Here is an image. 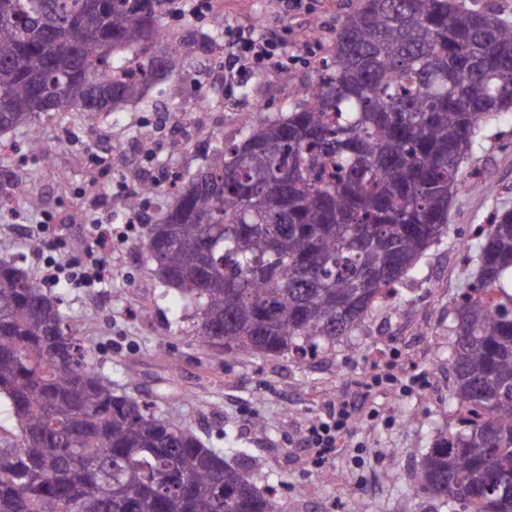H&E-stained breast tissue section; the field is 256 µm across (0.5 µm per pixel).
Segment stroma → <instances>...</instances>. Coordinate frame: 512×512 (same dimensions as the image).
Segmentation results:
<instances>
[{"label": "stroma", "instance_id": "stroma-1", "mask_svg": "<svg viewBox=\"0 0 512 512\" xmlns=\"http://www.w3.org/2000/svg\"><path fill=\"white\" fill-rule=\"evenodd\" d=\"M224 13L162 14L178 35H208L214 51L224 48V29L257 33L277 30L282 66L248 77L226 104L223 80L211 79L206 57H197L178 77H163L150 88V101L168 106L156 128L143 104L130 103L92 126L71 120L70 140L61 142L50 115L38 126L52 170L33 158L12 154L0 174L14 187L10 207L0 210V242L6 256L34 274L49 263L80 261L87 249L106 252L112 275L104 284L46 280L48 294L62 297L73 334L92 355L97 371L120 394L148 400L156 415L190 427L208 447L249 453L259 490L275 488L288 512H448L441 500L413 492L423 455L439 433L455 427L448 344L453 306L475 256L459 252L473 241L476 225L496 208H512V113L502 115L476 137L463 171L479 169L481 180L452 201L448 231L422 256L398 295L365 318L351 335L300 360L290 355L230 356L204 346L197 337L194 308L166 289L146 259L141 231L130 230L121 196L106 215L86 209L69 215L71 198L108 176L123 186L148 176L159 185L144 214L156 223L171 203L170 180L194 179L218 142L238 138L244 126L288 112L304 88L315 85L341 17L358 0H313L309 9L286 15L276 0H223ZM210 80L211 109L196 113L189 96ZM206 124L210 136L186 143L191 122ZM107 165L90 162L89 152ZM105 223L109 236L97 244L92 228ZM386 370L410 392L376 385ZM359 411L324 469L310 466L300 441L306 427L340 400Z\"/></svg>", "mask_w": 512, "mask_h": 512}]
</instances>
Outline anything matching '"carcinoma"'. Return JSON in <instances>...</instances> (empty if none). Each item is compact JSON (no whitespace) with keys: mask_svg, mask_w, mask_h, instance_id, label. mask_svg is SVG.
I'll use <instances>...</instances> for the list:
<instances>
[{"mask_svg":"<svg viewBox=\"0 0 512 512\" xmlns=\"http://www.w3.org/2000/svg\"><path fill=\"white\" fill-rule=\"evenodd\" d=\"M153 0H0V132L86 124L145 100L126 53L178 76L205 43L159 44ZM318 83L290 112L215 147L145 234L163 283L218 353L300 357L350 335L448 231L461 165L512 112V25L465 0H359ZM481 238L458 294L448 365L457 429L423 456L416 492L512 512V212ZM0 512H286L190 428L119 395L59 300L0 260Z\"/></svg>","mask_w":512,"mask_h":512,"instance_id":"carcinoma-1","label":"carcinoma"}]
</instances>
